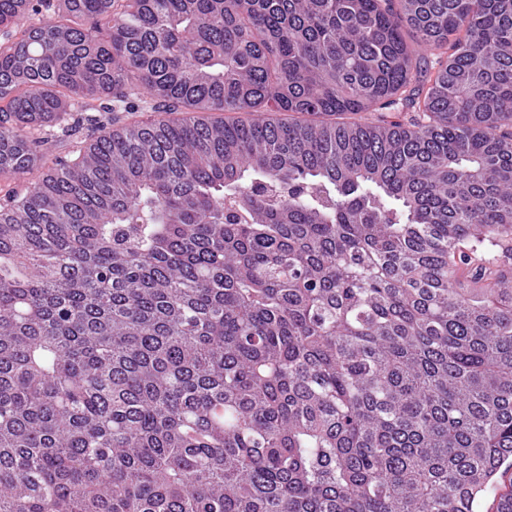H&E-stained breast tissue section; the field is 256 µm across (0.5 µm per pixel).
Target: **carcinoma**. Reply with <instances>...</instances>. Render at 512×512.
<instances>
[{
  "label": "carcinoma",
  "mask_w": 512,
  "mask_h": 512,
  "mask_svg": "<svg viewBox=\"0 0 512 512\" xmlns=\"http://www.w3.org/2000/svg\"><path fill=\"white\" fill-rule=\"evenodd\" d=\"M84 129L0 197V512H476L512 0H0V173Z\"/></svg>",
  "instance_id": "obj_1"
}]
</instances>
